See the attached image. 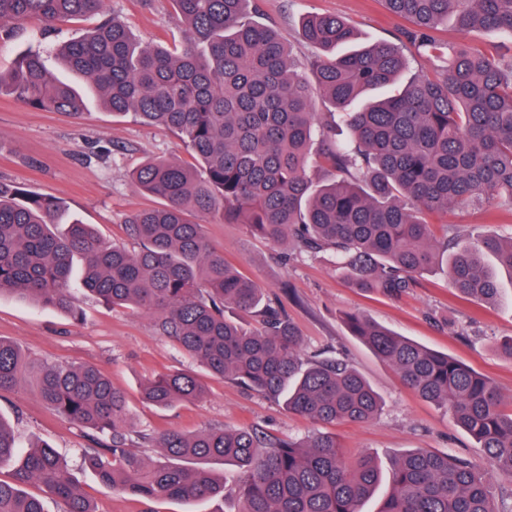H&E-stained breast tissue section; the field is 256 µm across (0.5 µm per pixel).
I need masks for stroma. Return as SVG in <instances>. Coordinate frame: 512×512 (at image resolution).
<instances>
[{
	"instance_id": "35a3bbf8",
	"label": "stroma",
	"mask_w": 512,
	"mask_h": 512,
	"mask_svg": "<svg viewBox=\"0 0 512 512\" xmlns=\"http://www.w3.org/2000/svg\"><path fill=\"white\" fill-rule=\"evenodd\" d=\"M258 5L259 21L272 26L299 60L308 49L297 29L301 17L309 12L345 18L362 46L396 41L407 26L406 21L388 14L382 0H258ZM108 7L127 21L140 42L170 47L182 41V26L169 0H108ZM93 24L88 18L46 30L30 23L14 39L0 42V70H9L20 52L36 48L47 69L60 75L58 46ZM153 157L186 161L190 155L173 131L144 124L131 114H112L92 96L86 101L84 117L73 119L0 95V182L57 198L71 215L93 225L106 240L126 242V215L157 205V198L139 192L131 180L132 172ZM200 223L207 239L223 250L225 260L256 281L266 302L282 308L296 324L306 357L345 360L383 397L384 409L378 419L333 426L342 448L372 453L385 464L412 448L482 461V449L457 426L448 410L403 386L390 365L351 335L343 315L364 313L400 335L448 353L512 396V359L499 354L495 346L497 340L512 336V277L507 272L499 274L502 297L493 305L455 295L442 268L424 274L410 293L392 297L348 287L332 252L277 248L242 224H224L209 217ZM436 223L454 225L473 237L492 231L506 238L512 236V206H468L437 217ZM72 292L83 309L80 323L66 312L41 307L19 295H0V338L18 343L35 365L88 362L98 366L126 394L129 436L139 456L158 458V448L146 436L160 430L193 433L205 426H246L281 439L315 431V424L289 415L274 401L225 378L207 379L205 396L192 403L168 409L145 404L141 386L148 378L165 371L196 369L195 360L160 334L149 315L115 309L87 296L80 276H73ZM0 413L11 420L20 449L38 440L55 446L97 512L239 510L240 470L219 462L214 469L224 475V495L210 501L144 499L101 487L81 457L82 449L90 445L83 430L47 408L32 381L0 393Z\"/></svg>"
}]
</instances>
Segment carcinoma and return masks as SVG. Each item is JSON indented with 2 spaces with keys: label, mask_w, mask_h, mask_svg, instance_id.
Wrapping results in <instances>:
<instances>
[{
  "label": "carcinoma",
  "mask_w": 512,
  "mask_h": 512,
  "mask_svg": "<svg viewBox=\"0 0 512 512\" xmlns=\"http://www.w3.org/2000/svg\"><path fill=\"white\" fill-rule=\"evenodd\" d=\"M183 27L181 48L143 45L106 0H0V35L28 21L99 16L58 48L65 67L86 77L115 114L175 131L193 163L146 160L132 175L159 205L125 220L138 249L102 240L63 202L0 184V293L10 291L81 320L71 291L74 258L83 286L103 302L151 315L203 372L161 373L141 387L143 400L166 408L201 398L205 377L229 378L281 403L292 414L332 425L378 418L381 396L340 359L302 354L301 336L262 288L224 262L196 217L244 224L277 247L292 238L307 250L332 251L354 288L396 296L432 268L446 266L458 295L499 299L484 257L512 272V238L435 239L429 217L475 200L512 205V56L504 45L448 51L438 27L455 17L463 30L492 29L512 42V0H384L411 28L403 37L445 60L443 73L421 75L386 99L362 95L393 84L406 67L392 43L337 50L357 40L349 24L310 14L300 36L312 52L296 62L271 28L248 18L252 0H171ZM315 75L310 81L307 73ZM25 106L80 117L83 95L53 77L28 50L0 72V94ZM345 112L350 140L340 146L319 106ZM335 170L315 186L309 159ZM263 314L252 330L225 315ZM345 323L401 381L443 406L481 448L485 464L413 448L383 474L365 453L348 455L325 433L288 440L246 428L160 432V457L127 448L125 394L96 366L28 363L0 338V392L31 377L44 403L111 444L84 449L99 483L138 497L201 500L224 496L208 464L232 462L242 475L239 512H363L383 478L390 490L379 512H500L492 475L512 476V405L487 377L444 353L351 313ZM14 429L0 417V512H45L24 487L41 485L62 512H96L54 447L41 442L18 456Z\"/></svg>",
  "instance_id": "obj_1"
}]
</instances>
